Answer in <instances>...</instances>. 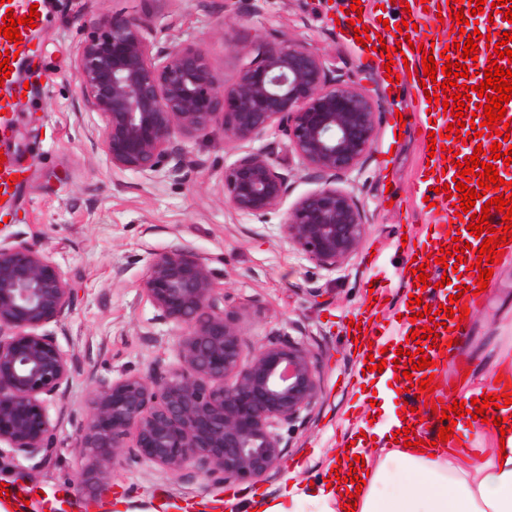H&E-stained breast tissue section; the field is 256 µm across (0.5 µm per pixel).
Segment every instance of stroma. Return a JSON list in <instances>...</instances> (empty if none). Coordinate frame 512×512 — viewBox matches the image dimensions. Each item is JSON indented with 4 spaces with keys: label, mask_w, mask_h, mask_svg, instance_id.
I'll use <instances>...</instances> for the list:
<instances>
[{
    "label": "stroma",
    "mask_w": 512,
    "mask_h": 512,
    "mask_svg": "<svg viewBox=\"0 0 512 512\" xmlns=\"http://www.w3.org/2000/svg\"><path fill=\"white\" fill-rule=\"evenodd\" d=\"M352 0H12L13 11L40 17L26 32L29 53L14 60L15 84L25 96L7 109L8 147L25 175L8 202L0 204V235L23 234L68 277L75 305L61 322L47 324L60 348L74 356L79 372L62 398L48 408L55 425L56 452L38 473L0 459V484L24 489L27 512H46L65 496L68 512H182L195 504L207 512H250L256 497L311 494L335 465L338 451L367 434L374 436L398 421L404 402L400 383L385 387L375 400L372 387L357 373L361 353L350 323L380 307L392 335L409 321L410 280L405 242L425 249L431 219L419 183L427 163L420 136L425 119L415 94L389 86L380 63L362 66L366 50L338 34L333 20ZM142 16L147 39L161 46L194 45L207 53L219 81L232 84L264 41L307 46L342 80L370 90L377 125L371 152L359 170L336 178L337 186L358 200L367 224L358 250L333 268L320 266L287 242L282 225L289 208L321 186L320 180L288 151L286 132L272 129L249 147L288 161L289 194L280 208L256 218L234 210L224 195V171L239 157L223 134L201 140L179 138L183 152L200 164L187 177L111 167L98 137L100 116L80 97L73 81L79 48L94 35L102 16ZM410 112L411 129L397 141L388 125L392 110ZM399 204L386 205L388 193ZM183 247L210 258L224 290L226 310L241 326L249 348L291 339L320 362L321 392L302 422L286 426L285 458H301L262 481L213 485L203 478L175 479L143 461L108 474L94 496L79 494L89 462L76 448L74 424L85 418L98 381L112 382L144 370L150 363L179 364L180 328L158 320L142 282L157 254ZM374 254L375 268L365 255ZM125 265L120 280L112 268ZM392 279L387 301L374 304L369 282ZM512 352V254L495 267L479 307L470 314L467 334L439 374L467 371L460 390L478 396L487 387L489 365L497 353Z\"/></svg>",
    "instance_id": "obj_1"
}]
</instances>
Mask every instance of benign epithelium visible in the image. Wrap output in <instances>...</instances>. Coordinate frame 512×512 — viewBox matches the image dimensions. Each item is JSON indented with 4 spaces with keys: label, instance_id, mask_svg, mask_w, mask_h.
I'll return each instance as SVG.
<instances>
[{
    "label": "benign epithelium",
    "instance_id": "1",
    "mask_svg": "<svg viewBox=\"0 0 512 512\" xmlns=\"http://www.w3.org/2000/svg\"><path fill=\"white\" fill-rule=\"evenodd\" d=\"M140 17L105 18L79 50L74 79L96 111L112 167L181 178L199 165L175 145L179 136L244 144L278 126L292 153L323 180L288 209V243L326 267L347 260L366 231L353 193L336 175L368 156L376 131L370 92L336 79L302 44L266 41L229 87L206 52L158 46ZM288 175L269 154L245 151L224 171V194L236 211L261 217L287 198ZM143 288L163 321L182 329L179 366L146 370L94 388L76 447L91 459L78 489L92 493L111 471L150 461L175 478L213 484L260 480L282 459L281 425L297 421L321 392L318 361L288 340L251 351L226 318L224 293L209 259L183 248L155 256ZM74 288L36 245L0 243V443L35 471L55 449L50 400L77 372L73 356L43 331L71 313Z\"/></svg>",
    "mask_w": 512,
    "mask_h": 512
}]
</instances>
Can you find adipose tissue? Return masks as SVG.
I'll use <instances>...</instances> for the list:
<instances>
[{
	"instance_id": "1",
	"label": "adipose tissue",
	"mask_w": 512,
	"mask_h": 512,
	"mask_svg": "<svg viewBox=\"0 0 512 512\" xmlns=\"http://www.w3.org/2000/svg\"><path fill=\"white\" fill-rule=\"evenodd\" d=\"M507 432L493 423L480 433L491 445L474 450L448 446L426 454L386 437L375 455L366 457L357 476L362 487L341 483L320 494L292 498L290 503L262 500L255 512H344L356 498V512H512V404L497 410ZM506 459H499L497 443Z\"/></svg>"
}]
</instances>
